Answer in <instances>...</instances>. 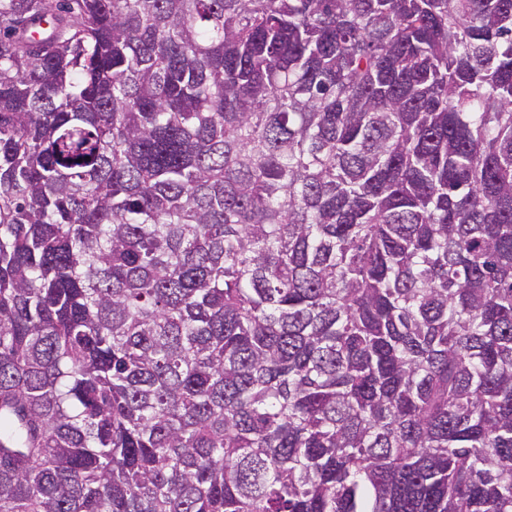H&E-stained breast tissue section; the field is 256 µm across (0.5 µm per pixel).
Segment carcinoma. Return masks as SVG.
Segmentation results:
<instances>
[{
	"mask_svg": "<svg viewBox=\"0 0 512 512\" xmlns=\"http://www.w3.org/2000/svg\"><path fill=\"white\" fill-rule=\"evenodd\" d=\"M0 512H512V0H0Z\"/></svg>",
	"mask_w": 512,
	"mask_h": 512,
	"instance_id": "cac0c4a2",
	"label": "carcinoma"
}]
</instances>
